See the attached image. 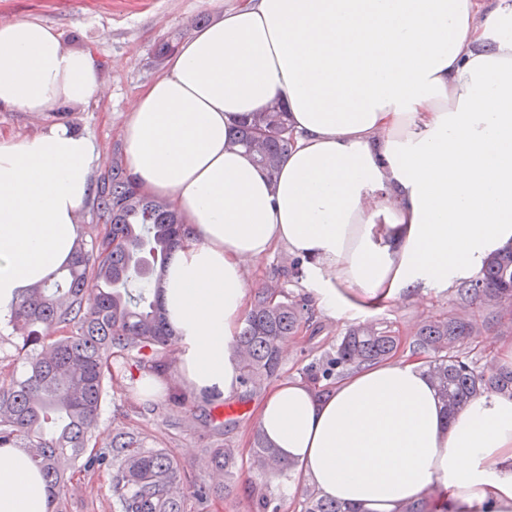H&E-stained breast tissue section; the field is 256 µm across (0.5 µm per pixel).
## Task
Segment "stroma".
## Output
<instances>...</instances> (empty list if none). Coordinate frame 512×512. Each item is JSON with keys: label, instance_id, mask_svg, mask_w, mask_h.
<instances>
[{"label": "stroma", "instance_id": "stroma-1", "mask_svg": "<svg viewBox=\"0 0 512 512\" xmlns=\"http://www.w3.org/2000/svg\"><path fill=\"white\" fill-rule=\"evenodd\" d=\"M239 0H0V19H38L53 24L66 45L90 50L98 68L99 91L84 105L64 110V119L93 142L98 167L111 165L122 152L120 131L132 102L165 69L155 59L160 42L190 39L196 29L218 19ZM293 260L286 248L273 250L247 266L249 292L275 285L285 295L306 300L313 318L284 349L281 374L305 380L309 365L321 363L346 329L358 323H379L409 337L424 318L444 315L459 307L454 290L428 288L413 296L383 303L367 311L355 310L336 318L317 307L313 292L290 276ZM177 366H170L152 396L139 393L136 378L123 374L108 388L100 425L112 431L139 434L145 447L168 449L196 480L214 489L209 512H250L244 488L256 474L245 458L257 433L256 408L261 394L248 401L239 395L224 398L217 431L205 417H187L170 395L186 390ZM238 449L244 461L230 476H212L207 451ZM68 512H113L108 470L78 474L65 489Z\"/></svg>", "mask_w": 512, "mask_h": 512}]
</instances>
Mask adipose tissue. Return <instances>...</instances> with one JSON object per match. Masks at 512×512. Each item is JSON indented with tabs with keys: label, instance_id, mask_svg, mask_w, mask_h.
Listing matches in <instances>:
<instances>
[{
	"label": "adipose tissue",
	"instance_id": "ef3b65f1",
	"mask_svg": "<svg viewBox=\"0 0 512 512\" xmlns=\"http://www.w3.org/2000/svg\"><path fill=\"white\" fill-rule=\"evenodd\" d=\"M91 53L34 19L0 25V110L39 116L97 92ZM283 106L295 141L268 179L231 143ZM129 173L185 231L162 283L191 388L239 387L246 262L283 246L340 317L448 288L512 244V0H240L133 101ZM94 146L57 122L0 136V318L72 258ZM257 426L297 478L353 512L442 491L443 512H512V398L446 415L423 359L350 371L316 398L280 378ZM25 455L0 448V512H46Z\"/></svg>",
	"mask_w": 512,
	"mask_h": 512
}]
</instances>
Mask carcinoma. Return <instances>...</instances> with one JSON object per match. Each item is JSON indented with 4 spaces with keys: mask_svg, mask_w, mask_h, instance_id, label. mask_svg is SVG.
<instances>
[{
    "mask_svg": "<svg viewBox=\"0 0 512 512\" xmlns=\"http://www.w3.org/2000/svg\"><path fill=\"white\" fill-rule=\"evenodd\" d=\"M294 142L287 112L273 108L242 122L231 144L245 148L275 175ZM96 208L104 223L89 226L71 262L26 289L9 318L15 341L13 369L0 376V448H18L39 471L48 492L47 512H66L62 492L77 472L111 471L118 512H186L183 485L192 483L197 510L209 507L211 489L191 482L180 461L163 448H146L130 432L100 429L114 359L143 375L165 371L179 337L169 326L155 293H135L134 283L162 281L173 251L182 243V224L169 201L144 194L116 153L97 188ZM460 306L488 315L431 316L400 345L386 326H351L326 361L311 370L316 395L348 371L398 355L399 347L425 359L446 410L457 411L482 394L512 397V370L487 372L469 357L476 336L503 322L512 326V247L491 254L480 275L459 284ZM281 292L254 295L232 347L242 369L241 387L250 394L279 378L281 352L305 322L304 303L282 300ZM217 473L238 465L235 448H212ZM250 465L259 476L285 477L291 467L260 433ZM251 512H279L267 483L249 487ZM441 493L396 512H436ZM300 512H352L305 489Z\"/></svg>",
    "mask_w": 512,
    "mask_h": 512,
    "instance_id": "obj_1",
    "label": "carcinoma"
}]
</instances>
